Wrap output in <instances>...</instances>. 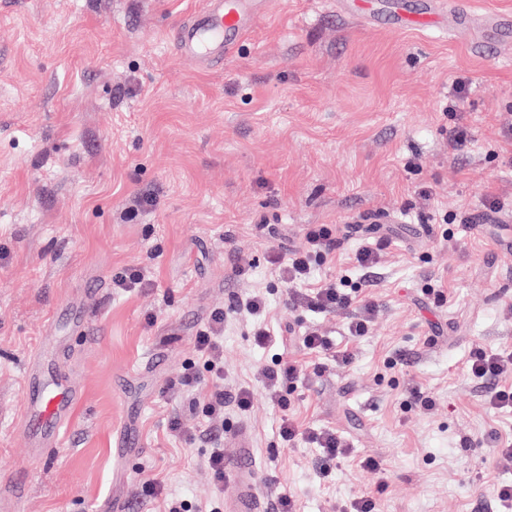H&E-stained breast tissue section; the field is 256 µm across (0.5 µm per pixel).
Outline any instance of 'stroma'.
Instances as JSON below:
<instances>
[{
  "label": "stroma",
  "mask_w": 512,
  "mask_h": 512,
  "mask_svg": "<svg viewBox=\"0 0 512 512\" xmlns=\"http://www.w3.org/2000/svg\"><path fill=\"white\" fill-rule=\"evenodd\" d=\"M434 1L447 27L405 31L367 26L339 0H267L205 69L167 36L205 0H0V495L22 474L26 512L225 507L236 487L215 495L213 443L186 435L199 419L176 390L190 371L210 387L194 336L221 309L224 395L253 400L226 405L218 433L248 428L262 498L290 496L297 512H347L361 494L378 512H498L512 462L481 439L512 440V410L488 404L466 361L477 345L512 353V38L478 25L512 15V0ZM457 126L462 151L448 141ZM139 191L155 203L127 219ZM309 224L345 232L313 283L359 281L358 250L377 253L368 336H349L351 311L299 307L268 263ZM128 265L150 283L116 292ZM253 294L275 343L254 340L240 306ZM63 306L84 327L56 323ZM312 331L352 362L303 351ZM47 336L82 398L39 462L21 411L25 363ZM287 355L305 370L283 410L259 373ZM284 414L345 441L329 477L312 443L281 442ZM122 430L133 444L119 457Z\"/></svg>",
  "instance_id": "1"
}]
</instances>
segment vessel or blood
<instances>
[{
	"mask_svg": "<svg viewBox=\"0 0 512 512\" xmlns=\"http://www.w3.org/2000/svg\"><path fill=\"white\" fill-rule=\"evenodd\" d=\"M265 0H210L209 8L177 26L173 39L182 55L200 65L221 60L235 41L251 27ZM347 10L368 25L387 19L404 30H435L442 28L444 18L437 11H408L403 0H390L379 5L377 0H349ZM80 397L74 383L61 375L55 362L45 352H35L28 360L25 376V404L22 425L40 449L57 447L71 422V414ZM224 470L241 487L235 512H262L255 493L254 465L246 450H239Z\"/></svg>",
	"mask_w": 512,
	"mask_h": 512,
	"instance_id": "1",
	"label": "vessel or blood"
}]
</instances>
